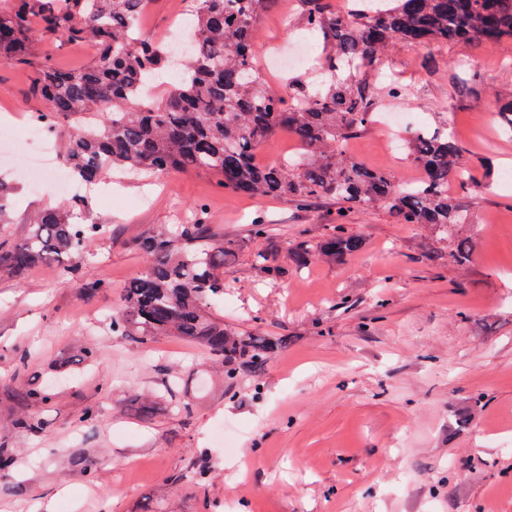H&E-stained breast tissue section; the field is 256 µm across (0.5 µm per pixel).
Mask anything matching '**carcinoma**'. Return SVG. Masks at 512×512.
I'll return each instance as SVG.
<instances>
[{"label": "carcinoma", "mask_w": 512, "mask_h": 512, "mask_svg": "<svg viewBox=\"0 0 512 512\" xmlns=\"http://www.w3.org/2000/svg\"><path fill=\"white\" fill-rule=\"evenodd\" d=\"M146 2L0 0L1 64H30L35 22L46 34L95 51L79 69L41 60L34 85L47 104L40 120L62 140L61 161L77 181L96 185L115 168L148 177L194 171L251 198L302 207L323 197L336 201V223L315 238L301 233L288 241V261L298 269L362 252L364 238L345 220L369 205L386 207L399 224L443 235L452 243L448 260L470 262L472 246L457 229L470 223L471 210L465 195L448 194V182L469 189L472 162L448 121L407 131L405 150L422 171L410 184L354 160L346 143L374 125L383 102L417 94L411 84L370 74L390 42L495 44L512 37V0H357L344 13L330 11L326 0H307L304 27L324 42L322 80L293 86L287 99L269 90L253 56L258 21L273 0H191L192 44L178 51L141 36ZM158 73L171 76L166 94L143 98L145 82ZM282 129L295 136L300 156L256 162L260 146ZM106 233L88 200L76 197L44 210L23 242L0 245V271L53 266L61 282L94 297L108 282L78 277L79 264L87 244ZM138 246L146 263L108 319L112 335L143 346L161 337L197 343L229 381L262 368L278 351L281 338L213 314L228 288L224 258L242 239L215 235L201 220L159 230ZM255 261L270 279L283 274L271 254L260 252Z\"/></svg>", "instance_id": "carcinoma-1"}]
</instances>
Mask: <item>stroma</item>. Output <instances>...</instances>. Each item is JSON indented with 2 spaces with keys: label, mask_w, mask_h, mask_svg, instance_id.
<instances>
[{
  "label": "stroma",
  "mask_w": 512,
  "mask_h": 512,
  "mask_svg": "<svg viewBox=\"0 0 512 512\" xmlns=\"http://www.w3.org/2000/svg\"><path fill=\"white\" fill-rule=\"evenodd\" d=\"M189 0H149L141 35L163 43L187 17ZM301 0H277L259 20L255 62L270 88L312 81L315 66L281 76L268 67L273 45L303 34ZM36 58L87 65L92 47L36 35ZM422 94L406 103L413 117L444 119L466 152L512 168V136L498 100L512 88V39L492 46L451 41L394 42L377 60ZM475 72L469 91L461 78ZM32 68L0 64V114L43 111ZM21 123L5 126L0 177L18 191L0 241L24 240L44 209L62 198L33 194L10 166L25 149ZM355 160L400 183L420 175L391 137L373 127L351 139ZM474 246L464 268L448 261L447 242L427 228L399 224L379 205L349 218L366 240L343 263L289 266L287 242L321 233L336 203L299 208L285 200L232 194L214 178L173 171L151 180L113 172L90 192L91 212L108 232L83 273L109 288L95 297L62 284L52 268L0 272V452L14 466L0 477V512H512V180L471 172ZM205 221L219 234H244L254 217L271 228L224 264L232 286L226 324L278 336L282 348L255 375L223 380L200 345L163 338L143 350L112 335L105 319L128 278L143 264L134 243L166 224ZM275 254L285 275L267 280L254 266ZM383 317L363 322L375 300ZM432 364H425L424 356ZM177 380L191 416L168 401L143 416L134 399ZM42 390L34 428L15 425L20 396ZM471 412L458 425L459 413ZM205 477H188L192 459Z\"/></svg>",
  "instance_id": "1"
}]
</instances>
